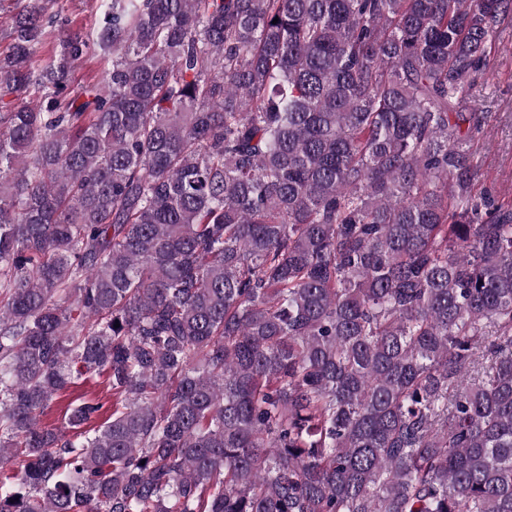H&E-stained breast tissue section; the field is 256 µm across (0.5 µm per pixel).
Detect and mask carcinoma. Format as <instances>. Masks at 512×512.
I'll list each match as a JSON object with an SVG mask.
<instances>
[{
  "mask_svg": "<svg viewBox=\"0 0 512 512\" xmlns=\"http://www.w3.org/2000/svg\"><path fill=\"white\" fill-rule=\"evenodd\" d=\"M16 2L0 512H512V207L469 105L512 0H101L42 67L50 0ZM97 376L102 424L42 425ZM106 67L107 62L100 57L88 61L75 68L72 73V85L77 87L98 83V86L102 87L101 81ZM80 394H86L89 397L97 396L102 398V401L108 402L107 406L112 403V396L109 395L110 392H107V386H105L104 383L71 388L53 402L47 414L42 417V424L72 433L74 429L69 424L66 409L69 402L74 400Z\"/></svg>",
  "mask_w": 512,
  "mask_h": 512,
  "instance_id": "cac0c4a2",
  "label": "carcinoma"
}]
</instances>
